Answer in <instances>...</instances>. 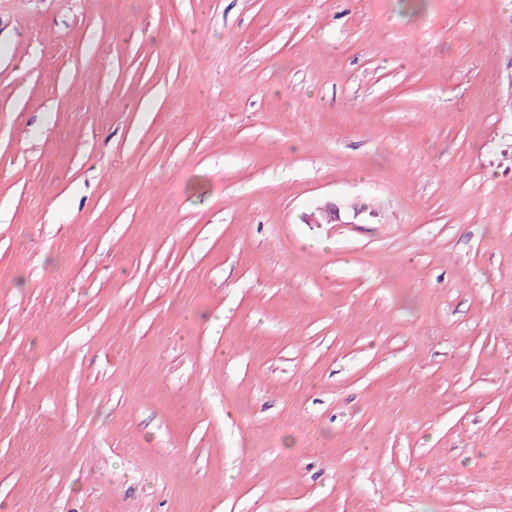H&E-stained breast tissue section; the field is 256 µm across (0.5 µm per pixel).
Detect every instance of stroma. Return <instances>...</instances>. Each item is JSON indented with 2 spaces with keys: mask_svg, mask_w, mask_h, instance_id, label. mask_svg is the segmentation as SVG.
<instances>
[{
  "mask_svg": "<svg viewBox=\"0 0 512 512\" xmlns=\"http://www.w3.org/2000/svg\"><path fill=\"white\" fill-rule=\"evenodd\" d=\"M511 75L512 0H0V512H512Z\"/></svg>",
  "mask_w": 512,
  "mask_h": 512,
  "instance_id": "obj_1",
  "label": "stroma"
}]
</instances>
